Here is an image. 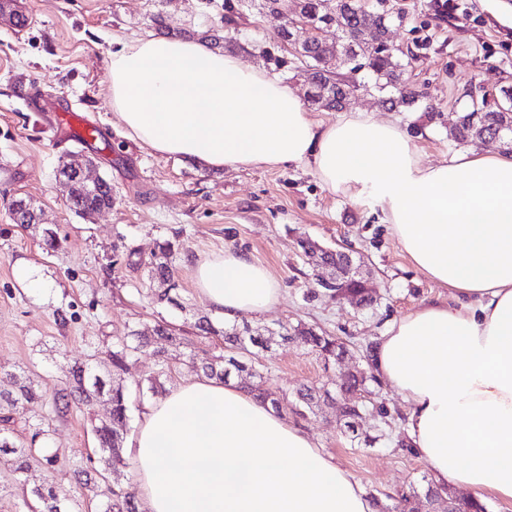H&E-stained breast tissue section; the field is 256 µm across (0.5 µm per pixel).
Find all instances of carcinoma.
I'll return each mask as SVG.
<instances>
[{
  "instance_id": "1",
  "label": "carcinoma",
  "mask_w": 512,
  "mask_h": 512,
  "mask_svg": "<svg viewBox=\"0 0 512 512\" xmlns=\"http://www.w3.org/2000/svg\"><path fill=\"white\" fill-rule=\"evenodd\" d=\"M280 0H224V26L234 29L245 12L254 7L259 8L281 21V26L288 25V16L278 11ZM302 16L309 19L317 28L336 35V46L329 50L321 39H303L296 47L292 57L305 65L314 93L308 102L325 111H341L348 99L355 92L363 90L375 94L383 106L390 110L400 108L414 109L423 98V93L407 84L404 74L407 64L396 51L385 48L387 35L395 17L386 10L368 6L365 0H334L328 5L327 0H297ZM448 138L457 144H488L503 149H512V93L502 92L497 102H489L484 97L471 99V104L458 117L457 123L449 130ZM69 207L77 214L87 212L112 203V185L105 183L94 193H83L75 188L69 189ZM175 244L169 240L159 246V254L148 270L152 281L169 283L172 278L170 258ZM344 291L356 300L358 309H369L375 299L368 289L362 287L358 279L349 277L343 281ZM196 335L212 337L222 341L224 353L213 355L192 350L189 363L196 370L207 376L224 380L232 374L250 378L245 388L260 403L268 404V394L259 382L261 375L251 366L256 352L266 350L272 345L273 337L264 334L259 328L248 325L226 326L217 329L212 321L203 316L194 323ZM293 336L286 332L280 335L284 341L300 338L327 360H336L340 350L336 338L318 334L314 329L296 326ZM164 340L172 346H182L188 339L181 336L171 324L160 321L151 330L133 329L125 336L117 338L109 351L111 370L107 375H97L87 367L75 366L64 373L66 387L58 392L51 404L55 414L65 413L71 407H92L105 399L111 405L109 416L99 418L92 423L91 431L96 438L101 456V466L80 465L73 473L81 488L92 490L105 476L112 480L111 497L99 505L100 512H139V505L134 504L125 494L119 477L123 468L128 466L123 457V444L129 421V394L119 383L121 374L129 362L143 350L150 348L157 340ZM158 358L157 370L146 380L141 394L159 393L163 388L162 379L168 376V351L160 348L154 350ZM376 381L374 374L351 373L336 385V393L345 397L348 404L341 415L344 434L352 442L371 444L372 439L361 430L349 428V422L360 418L359 405L355 396L366 391L367 385ZM297 399L307 408H312L321 400L331 397L327 390L318 387H303L296 390ZM42 402L31 381L14 378L13 389L0 390V408H17L18 406L37 405ZM0 453L7 456L4 469L11 476L12 483L19 491L17 508L22 512H69L61 503L50 486L27 487L20 475L28 470L30 463L37 462L47 469H53L59 462L57 453L44 446L17 448L9 438L0 436ZM392 501V505L383 503V499ZM448 499V512H487L485 504L468 499H454L445 486L426 482L423 489L410 487L409 491L396 495L384 494V497L372 493L370 501L376 512H422L431 508L442 499Z\"/></svg>"
}]
</instances>
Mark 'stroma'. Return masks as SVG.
I'll list each match as a JSON object with an SVG mask.
<instances>
[{"label": "stroma", "mask_w": 512, "mask_h": 512, "mask_svg": "<svg viewBox=\"0 0 512 512\" xmlns=\"http://www.w3.org/2000/svg\"><path fill=\"white\" fill-rule=\"evenodd\" d=\"M385 6L403 17L392 26L390 39L412 52L406 75L426 92L428 107L388 111L360 92L348 109L394 121L426 162L446 161L460 150L448 130L470 93L512 88V0H458L457 9L441 20L434 16L435 0H386ZM14 7L28 23L20 28L0 20V385L9 386L10 374H21L49 399L62 386L60 365H88L106 374V348L130 328L159 320L187 326L211 316L193 289L192 261L203 254L240 252L278 279L279 305L244 315V322L276 333L302 323L347 344L350 355L340 367L297 340L261 352L255 367L275 396L303 384L335 388L338 370L365 367L366 344L389 321L421 302L448 298V288L411 264L379 207L330 193L312 169L202 171L126 137L108 104L116 39L154 33L156 14L166 32L199 39L210 29H223L224 0H14ZM234 36L248 47L243 62L258 69L268 66L265 50L281 46L278 21L255 10ZM68 103L94 121V142L77 144L60 125L58 115ZM70 154L88 156L90 177L111 183L110 209L89 218L70 210L56 179L60 159ZM19 198L36 206L39 223L12 222L9 206ZM48 229L62 239L60 249L45 248ZM303 238L360 260L375 307L358 311L332 299L320 285L322 272L298 245ZM167 239L176 243L175 288L172 303L159 307L151 301L148 267ZM24 267L41 273L42 288L22 287L18 272ZM61 314L67 323L58 322ZM211 318L223 327L220 317ZM370 389L362 427L374 436L372 446L351 447L341 433L336 401L293 421L365 492L393 494L421 486L429 467L397 445L407 419L401 394L383 383ZM384 408L394 417L388 441L382 438ZM108 410L103 401L90 412L74 408L45 419L40 411L16 409L15 445L27 447L35 438L60 456L53 470L32 465L29 484H52L79 512H98L106 485L92 492L80 488L71 467L96 456L89 417Z\"/></svg>", "instance_id": "obj_1"}]
</instances>
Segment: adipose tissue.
Wrapping results in <instances>:
<instances>
[{"instance_id":"1","label":"adipose tissue","mask_w":512,"mask_h":512,"mask_svg":"<svg viewBox=\"0 0 512 512\" xmlns=\"http://www.w3.org/2000/svg\"><path fill=\"white\" fill-rule=\"evenodd\" d=\"M126 137L203 170L312 167L332 193L379 206L403 253L449 288L376 337L371 363L407 406L406 436L436 484L512 503V151L438 165L391 121L311 117L235 54L140 36L112 54ZM196 293L224 322L270 311V272L227 251L199 258ZM124 453L148 512H372L360 483L309 433L235 382L199 376L142 406Z\"/></svg>"}]
</instances>
